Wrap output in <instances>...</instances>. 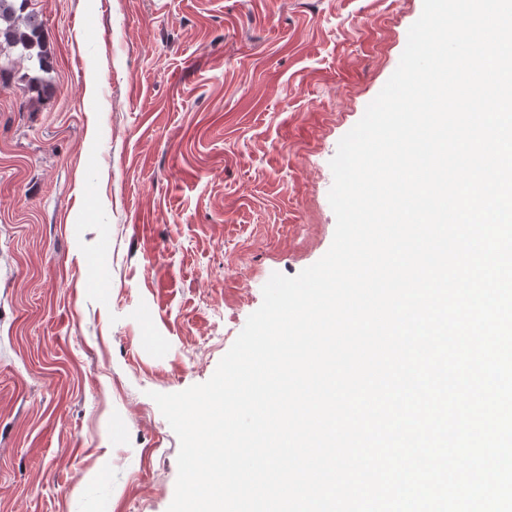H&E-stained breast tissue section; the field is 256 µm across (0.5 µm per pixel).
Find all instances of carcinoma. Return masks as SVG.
<instances>
[{"mask_svg": "<svg viewBox=\"0 0 512 512\" xmlns=\"http://www.w3.org/2000/svg\"><path fill=\"white\" fill-rule=\"evenodd\" d=\"M27 63L20 76L25 106L41 102L53 93V58L41 14L29 0H0V76L18 63Z\"/></svg>", "mask_w": 512, "mask_h": 512, "instance_id": "1", "label": "carcinoma"}]
</instances>
